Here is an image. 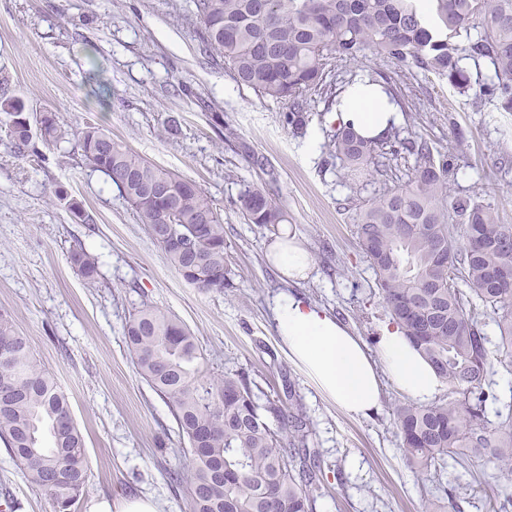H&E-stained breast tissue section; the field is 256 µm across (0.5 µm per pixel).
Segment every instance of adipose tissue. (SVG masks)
<instances>
[{
    "mask_svg": "<svg viewBox=\"0 0 512 512\" xmlns=\"http://www.w3.org/2000/svg\"><path fill=\"white\" fill-rule=\"evenodd\" d=\"M337 124L364 137H377L398 123L400 114L381 86L359 85L334 114ZM269 256L285 280H307L313 269L309 252L294 238L273 243ZM276 333L291 361L347 415L363 418L381 403L382 381H390L407 397L426 403L440 391L434 369L398 327L386 326L377 351H370L332 313L302 296L283 294L274 308Z\"/></svg>",
    "mask_w": 512,
    "mask_h": 512,
    "instance_id": "adipose-tissue-1",
    "label": "adipose tissue"
}]
</instances>
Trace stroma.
Listing matches in <instances>:
<instances>
[{"label":"stroma","instance_id":"35a3bbf8","mask_svg":"<svg viewBox=\"0 0 512 512\" xmlns=\"http://www.w3.org/2000/svg\"><path fill=\"white\" fill-rule=\"evenodd\" d=\"M190 0H0V81L31 112L111 133L153 164L195 182L224 220L231 285L204 291L186 282L153 243L115 185L70 143L19 159L0 128V308L34 355L55 374L85 443L90 477L77 503L98 496L153 495L163 512H184L190 456L168 401L142 378L123 336L143 304L182 321L197 337L201 368L243 371L280 400L300 398L313 423L308 446L323 462L316 512H438L440 499L398 452L395 408L404 397L383 387L382 406L352 418L323 396L282 348L273 307L288 291L267 261L272 228L246 223L238 198L269 191L314 271L296 293L331 311L367 346L391 321L358 244L351 198L368 200L406 181L414 164L399 155L364 185L345 181L327 154L337 124L318 97L293 136L287 104L237 85L223 65L203 60ZM391 61L335 62L344 88L396 77ZM106 83L110 95L94 91ZM415 110L405 136L448 155L454 195L468 196L512 224V112L474 108L447 79L420 74L403 86ZM235 137L225 140L226 130ZM79 203L75 217L70 203ZM96 256L95 285L67 262L70 250ZM7 512H54L0 442V505Z\"/></svg>","mask_w":512,"mask_h":512}]
</instances>
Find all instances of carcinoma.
I'll return each mask as SVG.
<instances>
[{
    "label": "carcinoma",
    "instance_id": "carcinoma-1",
    "mask_svg": "<svg viewBox=\"0 0 512 512\" xmlns=\"http://www.w3.org/2000/svg\"><path fill=\"white\" fill-rule=\"evenodd\" d=\"M200 42L220 58L233 80L256 94L286 103L285 120L300 134L304 102L314 93L332 106L343 93L329 78L333 59L357 61L367 54L410 70L434 73L473 104L486 100L512 112V0H193ZM485 61L489 74L471 77L466 62ZM25 104L0 97V125L18 157L34 151ZM39 125L51 147L74 143L87 166L103 173L132 207L139 223L184 278L224 291V220L196 184L156 166L110 133L50 112ZM394 138L414 156L403 184L356 204V234L369 258L375 285L408 341L448 385V396L428 405L396 408L399 452L406 465L444 492L448 512H461V495L483 494L488 512H509L512 497L485 479L461 488L444 482L448 463L463 468L488 459L512 474V399L489 419L484 389L491 358L512 367V284L493 273L512 266V225L471 198L449 190V163L425 142L386 136L364 139L338 129L328 144L353 182L388 167L384 141ZM164 184L168 193L147 189ZM239 209L249 224L277 226L287 213L272 195L248 188ZM170 224L185 239L180 251L154 236ZM69 264L89 283L97 259L76 249ZM493 323L498 334L485 331ZM139 373L169 400L179 433L187 439L195 471L185 512H315L320 463L311 461L310 424L299 401L283 405L257 388L244 372L207 378L195 336L166 312L145 305L124 327ZM0 440L27 479L52 501L55 512H72L89 478L83 435L67 396L31 351L27 339L0 311Z\"/></svg>",
    "mask_w": 512,
    "mask_h": 512
}]
</instances>
